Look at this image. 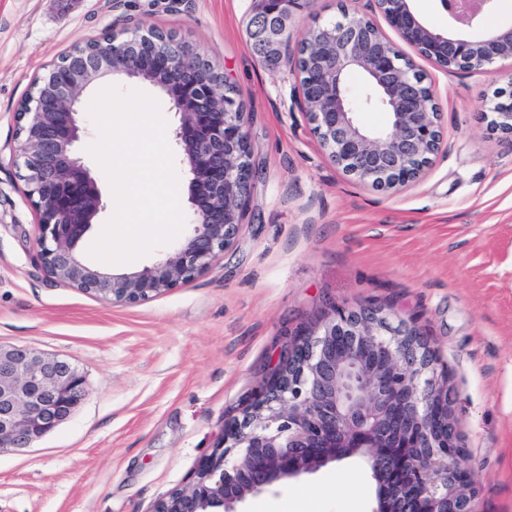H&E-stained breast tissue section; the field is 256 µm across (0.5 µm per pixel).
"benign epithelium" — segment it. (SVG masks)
<instances>
[{"mask_svg": "<svg viewBox=\"0 0 512 512\" xmlns=\"http://www.w3.org/2000/svg\"><path fill=\"white\" fill-rule=\"evenodd\" d=\"M448 18L473 28L499 0H438ZM310 0H253L249 40L265 65L296 66L298 99L320 146L350 179L378 190L420 178L441 147V112L416 67L424 58L446 70H481L512 86V23L482 35L427 25L413 0H373L399 42L365 16L319 24L288 52L295 17ZM155 30H135L106 48L72 51L43 76L17 113L23 142L15 155L37 214L36 243L47 274L112 305H134L193 280L230 249L243 226L258 176L247 113L234 98L216 101V85L195 61L175 66L158 51L148 66L138 46ZM409 47V56L401 45ZM367 89L351 98L350 77ZM109 77L159 88L179 123L173 146L188 180L190 233L152 266L111 273L87 264L78 247L104 209L89 168L77 155L82 93ZM361 110L388 116L363 125ZM487 128L512 141V93L502 88L483 113ZM87 395L81 370L55 354L0 344V450H23L70 419ZM452 388L414 325L381 307L331 308L285 352L226 448L200 462L194 479L162 498L155 512H240L247 497L361 458L377 485L372 512H478L469 462L457 430Z\"/></svg>", "mask_w": 512, "mask_h": 512, "instance_id": "benign-epithelium-1", "label": "benign epithelium"}]
</instances>
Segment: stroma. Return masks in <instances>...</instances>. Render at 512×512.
Listing matches in <instances>:
<instances>
[{
  "label": "stroma",
  "instance_id": "1",
  "mask_svg": "<svg viewBox=\"0 0 512 512\" xmlns=\"http://www.w3.org/2000/svg\"><path fill=\"white\" fill-rule=\"evenodd\" d=\"M316 0L291 43L339 6ZM251 0H0V343L84 373L77 412L32 447L0 452V512H153L224 444L281 347L329 306L389 308L428 339L454 388L480 512H512V142L481 118V72L425 59L442 112L426 174L398 191L351 181L320 148L287 69L249 47ZM171 30L240 91L260 176L235 244L155 299L110 305L50 278L14 156L15 113L37 76L106 31ZM358 458L249 497L243 512H372Z\"/></svg>",
  "mask_w": 512,
  "mask_h": 512
}]
</instances>
